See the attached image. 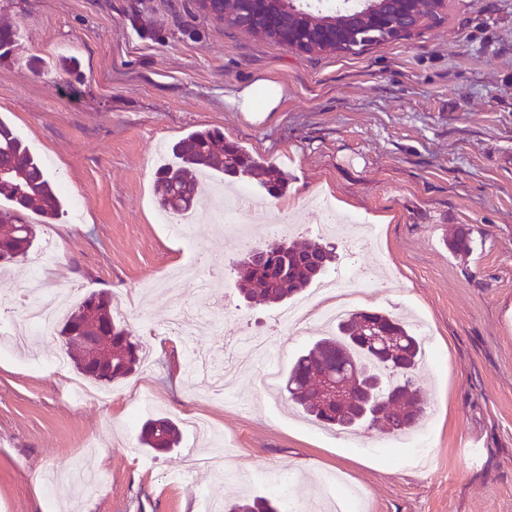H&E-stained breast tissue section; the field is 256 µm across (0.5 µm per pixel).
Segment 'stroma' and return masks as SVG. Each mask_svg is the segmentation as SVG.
Masks as SVG:
<instances>
[{
    "mask_svg": "<svg viewBox=\"0 0 512 512\" xmlns=\"http://www.w3.org/2000/svg\"><path fill=\"white\" fill-rule=\"evenodd\" d=\"M4 24L19 45L0 60V120L59 184L64 214L37 227L56 261L1 274L0 294L33 276L49 303L106 292L148 360L81 400L76 369L48 365L62 349L54 332L36 353H0V512H49L45 475L84 461L99 485L77 512H201L205 497L253 496L308 512L330 475L362 491L353 512H512V0H444L413 35L358 55L287 49L208 17L199 0H0ZM258 76L288 89L262 122L227 101ZM204 128L288 178L279 197L236 178L266 205L246 226L255 239L275 217L282 236L316 238L318 196L376 228L363 249L336 241L331 273L360 307L427 329L424 351L437 360L417 374L430 415L415 446L368 427L347 437L262 394L267 365L287 372L318 324L270 332L266 359L241 364L223 393L194 371L192 353L224 355L231 328L265 331L277 312L239 296L241 249L211 218L235 200L222 176L198 197L190 238L161 221L155 172ZM461 227L473 250L456 256L448 241ZM174 270L167 293L141 302L145 284ZM209 274L227 300L222 326L171 333L173 308L198 302ZM164 416L179 425L178 447H137L141 423ZM211 448L224 451L223 475L178 479L186 455Z\"/></svg>",
    "mask_w": 512,
    "mask_h": 512,
    "instance_id": "obj_1",
    "label": "stroma"
}]
</instances>
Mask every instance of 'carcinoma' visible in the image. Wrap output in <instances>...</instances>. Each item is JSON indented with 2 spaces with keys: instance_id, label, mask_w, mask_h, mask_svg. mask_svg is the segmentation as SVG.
I'll return each mask as SVG.
<instances>
[{
  "instance_id": "1",
  "label": "carcinoma",
  "mask_w": 512,
  "mask_h": 512,
  "mask_svg": "<svg viewBox=\"0 0 512 512\" xmlns=\"http://www.w3.org/2000/svg\"><path fill=\"white\" fill-rule=\"evenodd\" d=\"M18 43L17 30L0 26V59L12 55ZM174 161L156 171V189L162 208L173 214L192 210L198 194V174L214 171L230 177L254 175L265 190L278 196L288 189V178L272 163H261L245 149L224 141V134L199 129L180 138L171 147ZM0 196L8 205L0 207V268L25 261L36 241L35 225L28 215L51 224L63 215L59 187L32 155L16 130L0 121ZM455 254L471 249L470 229L463 228L448 242ZM254 258L245 254L236 260L234 274L239 293L250 304L272 305L299 295L320 280L336 260L334 247L318 239L304 246L285 239H272L256 246ZM95 304V317L84 310ZM107 324L112 346V375L100 377L87 370L82 337L100 336ZM374 336H394L397 342L382 352L364 348V331ZM64 338L66 355L86 378L112 383L134 374L140 365V344L128 328L112 316V299L106 293L88 295L57 329ZM422 363L418 336L407 324L382 310L359 309L340 321L336 332L322 336L299 355L288 372L284 390L312 420L339 430L367 426L397 435L419 424L426 404L416 386ZM344 373L351 399L338 404L323 396L316 379ZM177 424L168 417L149 418L140 427L138 440L158 452L178 442ZM224 512H279L269 498L233 501Z\"/></svg>"
}]
</instances>
